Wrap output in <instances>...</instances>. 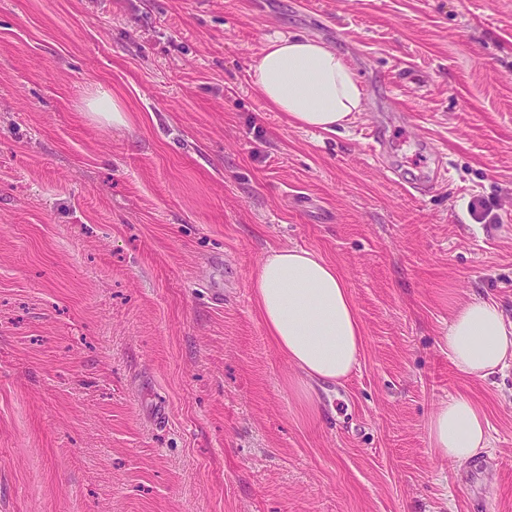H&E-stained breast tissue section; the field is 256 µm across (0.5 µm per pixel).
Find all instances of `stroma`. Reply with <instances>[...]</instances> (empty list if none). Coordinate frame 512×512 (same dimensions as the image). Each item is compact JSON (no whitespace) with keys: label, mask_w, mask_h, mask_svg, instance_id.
Wrapping results in <instances>:
<instances>
[{"label":"stroma","mask_w":512,"mask_h":512,"mask_svg":"<svg viewBox=\"0 0 512 512\" xmlns=\"http://www.w3.org/2000/svg\"><path fill=\"white\" fill-rule=\"evenodd\" d=\"M278 33L351 61L352 126L268 108ZM284 246L362 325L309 405L250 288ZM472 297L512 316V0H0V512H512V367L443 343ZM456 394L465 465L429 442ZM88 106L92 112H110L103 113V115L107 119H112V125L114 126L126 124L125 112H122L117 100L106 90H99L90 100ZM429 438L437 456L465 465L489 448L488 423L469 397L451 396L431 414Z\"/></svg>","instance_id":"stroma-1"}]
</instances>
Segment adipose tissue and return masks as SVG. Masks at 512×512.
I'll return each mask as SVG.
<instances>
[{"label": "adipose tissue", "mask_w": 512, "mask_h": 512, "mask_svg": "<svg viewBox=\"0 0 512 512\" xmlns=\"http://www.w3.org/2000/svg\"><path fill=\"white\" fill-rule=\"evenodd\" d=\"M254 83L272 109L301 129L335 133L363 110L350 61L309 38L268 39L255 62ZM251 289L268 333L299 374L295 388L303 401H310L312 384H336L352 373L362 351V327L333 264L304 248H279L265 257ZM444 344L457 371L488 379L512 363V321L496 301H462ZM429 438L437 456L464 465L488 448V423L475 402L459 394L437 405Z\"/></svg>", "instance_id": "obj_1"}]
</instances>
